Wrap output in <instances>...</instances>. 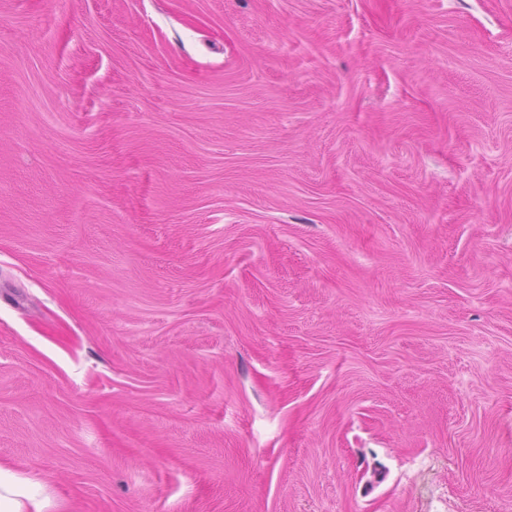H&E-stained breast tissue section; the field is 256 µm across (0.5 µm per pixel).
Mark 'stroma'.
I'll list each match as a JSON object with an SVG mask.
<instances>
[{"label":"stroma","mask_w":512,"mask_h":512,"mask_svg":"<svg viewBox=\"0 0 512 512\" xmlns=\"http://www.w3.org/2000/svg\"><path fill=\"white\" fill-rule=\"evenodd\" d=\"M0 465L512 512V0H0Z\"/></svg>","instance_id":"35a3bbf8"}]
</instances>
